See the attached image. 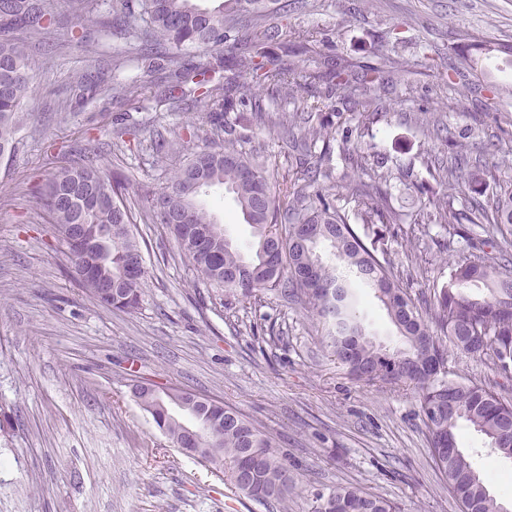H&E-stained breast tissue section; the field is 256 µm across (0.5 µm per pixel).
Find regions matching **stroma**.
<instances>
[{"label": "stroma", "mask_w": 512, "mask_h": 512, "mask_svg": "<svg viewBox=\"0 0 512 512\" xmlns=\"http://www.w3.org/2000/svg\"><path fill=\"white\" fill-rule=\"evenodd\" d=\"M259 2L287 6L290 37L317 31L313 50L352 72L377 68L386 56L402 60L392 82L374 86L380 109L368 116L352 113L356 83L331 92L307 79L299 96H327L337 129L349 131L359 149L360 161L337 152L329 161L338 206L363 210L352 189L374 158L391 170L385 190L396 218L361 231L425 307L467 246L452 227L420 223L417 185L459 202L512 186V95L488 89L512 84V68L493 59L490 79L454 72L462 34L512 44V0ZM89 5L104 26L82 45L67 31L55 33L57 54L36 70L30 114L13 153L0 160V512H272L233 489L223 472L174 448L135 402L136 376L223 401L278 439L296 482L288 512H311L316 492L339 485L390 499L400 512H459L431 459L414 391L352 380L299 303L274 294L228 297L198 281L158 224L136 226L149 270L139 310L103 307L77 286L65 245L44 219V181L92 147L139 200L205 144L188 131L201 120V103L172 105L157 93L116 98L106 88L87 101L72 98L76 74L111 67L116 57L123 65L113 81L136 86L157 78L106 26L121 0ZM425 111L449 136L422 131L415 117ZM117 122L129 128L121 154L112 149ZM236 125L269 174L281 178V142L258 130L250 113H238ZM176 135L182 152L154 150L155 140ZM455 140L484 155L493 179L441 185L434 161L449 156ZM207 202L233 244L247 248L250 229L231 196L219 188ZM458 437L481 473L496 474L493 491L512 500V461L487 454L483 436L467 424Z\"/></svg>", "instance_id": "1"}]
</instances>
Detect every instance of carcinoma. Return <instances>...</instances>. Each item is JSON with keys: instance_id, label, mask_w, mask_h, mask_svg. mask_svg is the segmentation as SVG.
Here are the masks:
<instances>
[{"instance_id": "1", "label": "carcinoma", "mask_w": 512, "mask_h": 512, "mask_svg": "<svg viewBox=\"0 0 512 512\" xmlns=\"http://www.w3.org/2000/svg\"><path fill=\"white\" fill-rule=\"evenodd\" d=\"M254 0H232L228 6L203 8L197 0H138L134 22L119 19L112 28L129 41L139 30L150 33L159 49L146 50L149 66L164 73L165 100L177 104L188 97L203 102L205 140L224 136V146L209 145L195 152L168 177L148 200L145 224H160L177 242L181 257L209 284L243 298L279 294L300 302L322 323L331 356L351 376L371 384L413 388L419 398L432 459L448 479L461 512H504L506 505L491 491L470 456L459 447L457 430L464 422L487 440L500 456L512 460V399L448 371V349L485 358L502 378L512 380V271L497 267L508 262L512 240L503 238L499 255L462 258L451 264L448 282L435 293L432 320L424 319L393 278L388 260L366 246L350 224L348 212L336 205L330 172L306 161L291 168L282 180H271L264 161L244 147L228 114L248 109L252 123L281 139L303 144L323 142V156L333 142L344 153L355 148L346 138L336 140L329 121L317 128L310 118L325 107L321 98L299 111L270 110L255 86L268 84L284 101L298 99L300 73L269 54L264 43L249 40L227 60L224 39L248 26L267 39H279L282 54L308 50L288 40V30L269 27L271 16L248 10ZM92 20L84 0H0V158L12 152L15 135L26 119L31 100L34 61L20 35L44 43L64 27L86 39ZM503 55L512 61V44L470 38L462 54L463 69L486 73V63ZM327 70L318 77L349 83L346 70L324 56ZM239 71L250 80H220L223 71ZM108 83L105 72L82 75L75 81L77 96L85 98ZM491 175L482 158H474L468 180L483 184ZM389 173L373 171L363 185L364 224L390 219L380 184ZM224 187L243 221L252 228L248 252L234 245L208 207L206 189ZM46 218L66 244V267L77 284L97 303L132 313L141 302L148 269L141 243L133 232L127 204V182L107 172L91 152L54 173L44 185ZM436 224H468L461 235L512 226V187L487 201L471 199L458 209L454 198L428 202ZM327 249L341 262L323 261ZM485 294L476 295L473 287ZM370 288L395 326L401 345L375 343L366 334L357 309V290ZM139 406L173 445L188 456L206 452L199 461L224 471L239 492L285 510L295 486L288 464L274 438L237 409L218 403L209 411L195 403L175 416L171 407L184 400V389H152L139 384ZM381 496L351 487H338L313 497L312 512H397Z\"/></svg>"}]
</instances>
